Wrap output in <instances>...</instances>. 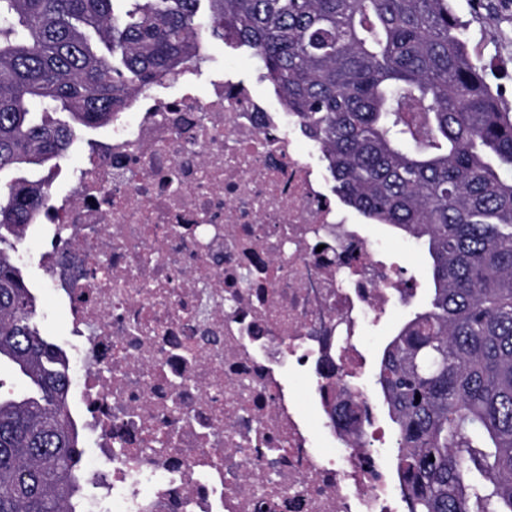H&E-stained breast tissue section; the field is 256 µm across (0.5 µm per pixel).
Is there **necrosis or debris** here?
<instances>
[{"label": "necrosis or debris", "mask_w": 512, "mask_h": 512, "mask_svg": "<svg viewBox=\"0 0 512 512\" xmlns=\"http://www.w3.org/2000/svg\"><path fill=\"white\" fill-rule=\"evenodd\" d=\"M277 92L188 62L37 217L90 512H409L367 381L414 292Z\"/></svg>", "instance_id": "4bbe7bcc"}]
</instances>
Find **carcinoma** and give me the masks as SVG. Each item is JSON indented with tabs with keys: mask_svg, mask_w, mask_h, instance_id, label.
<instances>
[{
	"mask_svg": "<svg viewBox=\"0 0 512 512\" xmlns=\"http://www.w3.org/2000/svg\"><path fill=\"white\" fill-rule=\"evenodd\" d=\"M118 2L0 0V173L56 158L71 123L111 121L198 58L204 36L250 48L348 205L423 242L432 260V298L386 346L376 378L410 512H512V111L452 0ZM45 196L24 178L0 188V244ZM36 316L0 248V359L35 392L0 395V512H81L66 372Z\"/></svg>",
	"mask_w": 512,
	"mask_h": 512,
	"instance_id": "1",
	"label": "carcinoma"
}]
</instances>
